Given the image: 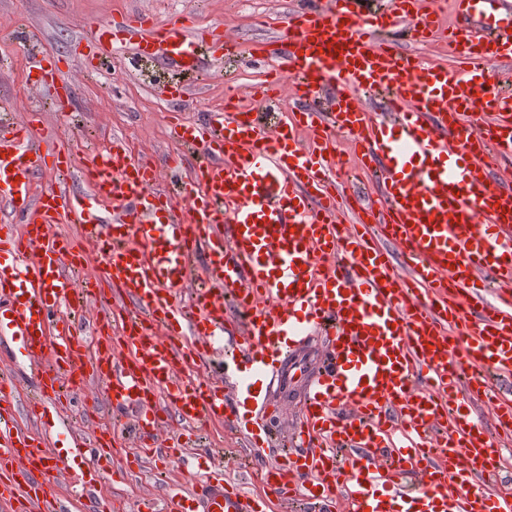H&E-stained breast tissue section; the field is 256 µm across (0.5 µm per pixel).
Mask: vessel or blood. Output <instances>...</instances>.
I'll list each match as a JSON object with an SVG mask.
<instances>
[{
    "label": "vessel or blood",
    "mask_w": 512,
    "mask_h": 512,
    "mask_svg": "<svg viewBox=\"0 0 512 512\" xmlns=\"http://www.w3.org/2000/svg\"><path fill=\"white\" fill-rule=\"evenodd\" d=\"M455 4L452 70L397 50L433 32L432 0H298L270 51L294 112L260 122L258 109L281 107L279 91L261 85L249 92L252 108L177 121L189 168L149 164L119 141L78 155L34 138L30 123L0 122V204L25 226L16 235L0 225V336L36 378L30 414L64 412L65 385L94 378L136 430L158 429L173 412L232 427L243 416L223 380L189 369L232 340L233 389L267 410L270 367L318 332L331 355L302 409L298 437L311 448L260 469L272 494L308 486L341 496L347 512H512V496L494 491L496 431L512 428V181L492 173L495 160L512 158V95L494 67L512 58V8ZM203 42L243 52L222 26L197 30L180 13L90 22L88 59L127 49L204 75ZM28 64L36 87L57 99L71 92L48 52ZM380 90L389 93L381 113L364 100ZM338 130L372 163L381 199L330 189ZM163 168L181 192L156 190ZM74 171L84 191L34 194L39 174ZM380 237L399 247L400 268ZM91 259L101 275L74 287L72 273ZM114 288L128 305H115ZM91 300L116 329L92 350L76 323ZM17 396L1 373L0 499L70 512L53 475L72 476L78 498L118 481L97 463L102 436L59 442L17 428ZM478 403L493 404L495 428L473 416ZM335 447L348 466L337 465ZM476 468L483 481L467 486ZM165 512L257 507L212 479L189 499L170 492Z\"/></svg>",
    "instance_id": "1"
}]
</instances>
